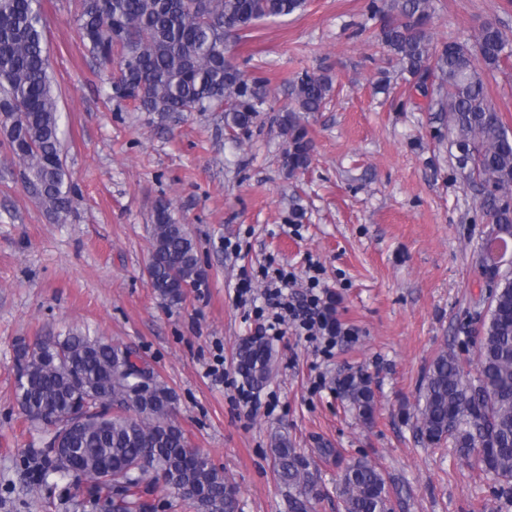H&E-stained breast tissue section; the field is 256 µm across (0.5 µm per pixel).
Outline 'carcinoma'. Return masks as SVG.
<instances>
[{"instance_id":"obj_1","label":"carcinoma","mask_w":512,"mask_h":512,"mask_svg":"<svg viewBox=\"0 0 512 512\" xmlns=\"http://www.w3.org/2000/svg\"><path fill=\"white\" fill-rule=\"evenodd\" d=\"M304 0H80L82 40L115 87L139 89L143 112H209L224 106L231 130H248L267 94L261 80L226 66L225 40L243 38L262 20L288 16ZM385 17L380 40L413 78L435 63L440 111L459 155L456 169L479 181L480 208L501 245L512 244V131L491 105L484 72L512 56V40L487 22L463 40L432 43V0H401ZM41 0H0V129L11 158L24 166L25 189L59 222L74 198L65 186L57 97L45 48ZM331 91L326 76L293 82L292 103L279 119L287 147L282 168L293 175L312 161L313 145L299 113L317 112ZM197 246L172 216L154 212L148 272L152 288L173 304L178 282L199 279ZM134 352L80 331L44 336L16 352L17 401L33 424L50 427L45 449L25 453L23 477L34 492L49 480L85 487L80 512H152L159 490L176 493L195 512H234L236 492L172 415L175 396L160 380L138 393ZM239 371L255 389L272 374L273 354L260 338L237 349ZM477 379L466 380L454 353L431 362L419 390L416 431L428 445L452 442L462 460L512 488V273L500 271L479 332ZM338 394L363 422L374 394L361 372L340 373ZM279 482L296 491L293 512H312L316 477L288 437L272 443ZM338 492L345 512H386L388 488L366 458L344 468Z\"/></svg>"}]
</instances>
